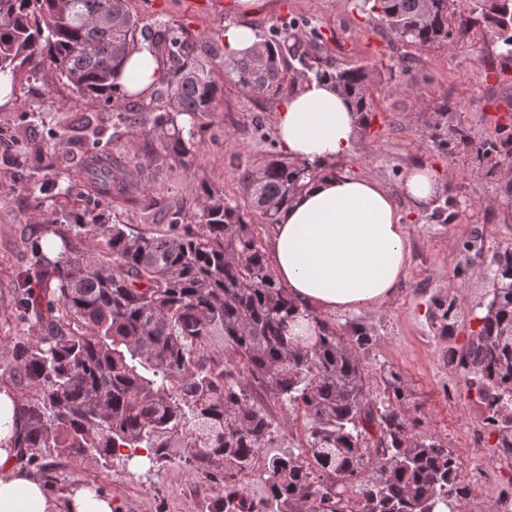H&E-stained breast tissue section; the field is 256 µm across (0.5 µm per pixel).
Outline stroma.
<instances>
[{"label": "stroma", "instance_id": "1", "mask_svg": "<svg viewBox=\"0 0 512 512\" xmlns=\"http://www.w3.org/2000/svg\"><path fill=\"white\" fill-rule=\"evenodd\" d=\"M359 0H261L254 14L242 17L237 0H129L141 23L186 28L199 41L222 33L225 24L246 21L260 36L283 20L296 22L298 57L287 72L312 78L319 69L359 67L366 75L372 110L358 128L341 172L378 180L391 193L409 235L410 266L393 297L377 311L324 314L343 340L366 331L372 341L359 358L374 402L385 398L384 376L393 370L407 384L405 410L423 421L422 429L459 454L468 482L479 494L460 501L458 512H489L498 494L512 492V460L501 456L497 436L483 421L476 391L448 366V352L468 343L492 298L497 251L512 244V212L496 208L498 197L512 195V157L497 163L478 160L471 150L443 146L433 134L464 131L473 143L512 134V60L502 59L480 19L476 0H462L472 22L464 46L433 48L406 44L377 15L366 14ZM232 59L211 64L224 96L218 111L184 115L180 122L197 129L198 143L185 163L149 164L142 186L167 207L193 216L203 188L240 203L241 167L278 152L276 114L282 98L258 100L242 92ZM37 78L16 84L12 105L0 110V338L26 335L14 313L18 272L39 256L56 258L60 238L44 222L52 212L66 223L129 224L163 233L162 213L137 202H94L74 164L50 150L78 113L103 115L104 105L81 96L60 79L49 60L38 59ZM449 103L438 115L440 103ZM430 166L440 183L437 197L415 204L399 196L406 170ZM455 301L448 330L436 325L438 303ZM266 409L280 423L268 452L301 448L308 422L272 397ZM51 482L65 497L75 486L110 493L119 512H207L219 485L190 473L184 460L171 458L148 470L140 458L114 457L111 470L91 462H63Z\"/></svg>", "mask_w": 512, "mask_h": 512}]
</instances>
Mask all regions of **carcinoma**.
<instances>
[{"label":"carcinoma","mask_w":512,"mask_h":512,"mask_svg":"<svg viewBox=\"0 0 512 512\" xmlns=\"http://www.w3.org/2000/svg\"><path fill=\"white\" fill-rule=\"evenodd\" d=\"M456 0H361L399 40L423 47L463 43L469 22L452 24ZM481 15L499 55L512 60V0H485ZM291 25L264 41V53L234 68L242 90L273 98L288 93L285 55ZM166 61L160 98L114 108L124 53L138 38ZM201 46L167 24L142 26L127 0H0V73L18 76L39 55L80 94L103 100L127 129L152 113L156 138L133 157H114L102 125L81 116L53 152L69 156L101 198L121 199L143 166L139 156L181 162L197 132L179 117L217 110L221 89ZM330 79L359 119L370 111L360 68L316 72ZM511 138L476 148L480 159L501 154ZM316 176L306 162L277 155L243 172L248 206L202 190L194 223L170 217V231H128L126 224H75L67 234L99 238L93 255L63 241L56 259L19 272L17 308L35 328L15 338L0 360V385L17 398L10 447L18 459L56 479L55 460H91L106 468L120 449L146 450L148 469L184 456L196 472L224 484L209 512H456L468 486L458 482L452 452L419 431L403 409L406 386L386 372L391 388L377 406L358 350L371 337L343 343L335 330L301 308L279 284L251 227L252 216L276 214ZM495 288L480 328L448 364L467 377L497 434L512 454V249L494 256ZM37 278L42 288L26 284ZM266 392L309 421L306 445L260 456L275 423L257 397ZM380 434L371 440L370 429ZM261 464L265 497L254 501L232 481Z\"/></svg>","instance_id":"cac0c4a2"}]
</instances>
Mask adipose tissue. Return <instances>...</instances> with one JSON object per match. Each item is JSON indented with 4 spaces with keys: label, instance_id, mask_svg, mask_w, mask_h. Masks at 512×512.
<instances>
[{
    "label": "adipose tissue",
    "instance_id": "adipose-tissue-1",
    "mask_svg": "<svg viewBox=\"0 0 512 512\" xmlns=\"http://www.w3.org/2000/svg\"><path fill=\"white\" fill-rule=\"evenodd\" d=\"M164 63L146 42L125 55L118 86L150 95ZM280 148L294 161L318 166L277 215L270 239L276 280L308 309L333 313L374 309L393 296L408 271V232L392 193L369 177L336 172L352 148L357 115L333 83L300 79L276 118ZM14 402L0 389V512H116L110 494L82 487L60 501L17 463L7 441Z\"/></svg>",
    "mask_w": 512,
    "mask_h": 512
}]
</instances>
